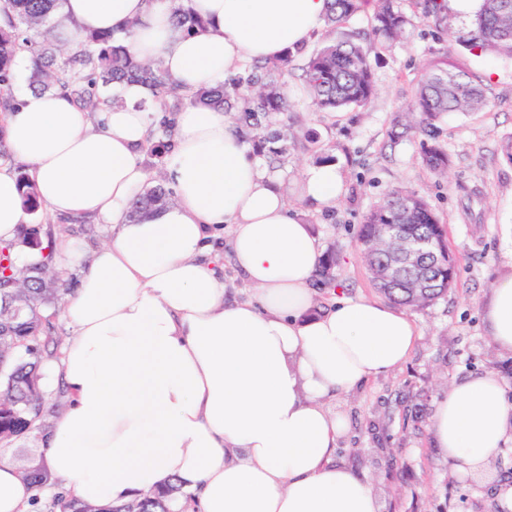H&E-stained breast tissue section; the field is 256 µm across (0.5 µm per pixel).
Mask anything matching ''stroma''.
Instances as JSON below:
<instances>
[{
  "instance_id": "stroma-1",
  "label": "stroma",
  "mask_w": 512,
  "mask_h": 512,
  "mask_svg": "<svg viewBox=\"0 0 512 512\" xmlns=\"http://www.w3.org/2000/svg\"><path fill=\"white\" fill-rule=\"evenodd\" d=\"M370 20V12L362 9L336 28H323L294 55L283 78L297 135L281 169L286 185L299 182L301 171L320 154L331 156L346 175L345 191L333 209L316 212L297 194L289 196L323 252L336 254L333 286L319 289V297L328 300L337 288L381 300L362 259L357 230L370 207L395 187L415 191L433 206L460 275L456 288L432 305L406 308L419 337L403 366L330 399V407L349 423L336 461L370 482L379 512H502L498 491L512 474V447L502 449L499 466L490 474L460 477L437 448L431 419L449 385L484 372L502 377L505 397L512 402V354L493 343L482 318V305L497 281L512 271V164L500 152L502 140L512 135V60L448 46L440 32L417 22L406 39L381 49L370 105L345 110L334 120L312 111L302 71L311 50L326 40L367 32ZM444 55L482 81L488 105L477 114L444 116L438 141L451 164L438 176L423 162L419 136L408 134L393 145L388 131L392 118L413 103L424 62ZM309 132L318 140L316 148L303 145ZM31 220L49 221L60 242L74 238L93 246L105 237L93 221L68 222L44 209Z\"/></svg>"
}]
</instances>
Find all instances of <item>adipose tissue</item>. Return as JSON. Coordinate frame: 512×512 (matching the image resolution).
I'll list each match as a JSON object with an SVG mask.
<instances>
[{"label":"adipose tissue","instance_id":"ef3b65f1","mask_svg":"<svg viewBox=\"0 0 512 512\" xmlns=\"http://www.w3.org/2000/svg\"><path fill=\"white\" fill-rule=\"evenodd\" d=\"M209 22L184 33L168 0H62L55 14L72 48L86 33L124 35L130 51L157 58L188 90L214 87L240 63L297 50L324 26L328 0H191ZM125 36V35H124ZM124 106L90 115L62 92L19 89L0 136L48 211L94 219L104 240L85 253L62 315L69 329L59 381L67 403L40 451L60 487L106 506L181 484L196 512H379L370 485L336 461L346 418L328 397L405 363L418 331L403 312L343 295L318 308L312 287L323 259L310 224L290 209L278 172L205 106L175 116L165 158L173 204L129 221L149 177V92L121 89ZM302 197L334 208L344 175L308 167ZM16 177L0 165V241L27 224ZM230 248L247 284L226 299L216 258ZM489 336L512 351V272L483 307ZM439 447L462 474L482 473L512 442V404L494 373L449 387L432 422ZM35 488L0 459V512H27Z\"/></svg>","mask_w":512,"mask_h":512}]
</instances>
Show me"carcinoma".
I'll return each instance as SVG.
<instances>
[{
  "label": "carcinoma",
  "instance_id": "1",
  "mask_svg": "<svg viewBox=\"0 0 512 512\" xmlns=\"http://www.w3.org/2000/svg\"><path fill=\"white\" fill-rule=\"evenodd\" d=\"M62 0H0V113L17 110L12 94L14 65L18 53L30 54L32 67L29 85L49 90L58 86L69 92L74 103L90 112L121 106L123 99L115 89L125 82H139L151 92L148 107L162 114L152 126L146 154L149 165L156 167L172 142L170 115L185 105L207 106L236 112V124L268 167H280L288 154V136L270 129L277 117L288 116L287 96L280 90L278 77L288 71L292 53L275 61H245L223 83L210 88L187 91L165 77L161 62L146 63L132 55L110 32H96L84 41L91 51L74 52L65 59L57 55L58 38L52 16ZM177 24L189 34L202 30L203 19L192 12L186 0H171ZM428 26L444 33L472 53L494 54L512 59V0H482L481 8L470 25L458 29L448 19L438 0L416 4ZM358 9V0H332L327 20L334 25ZM412 19L397 5V0H378L371 17V39L366 43L352 39L326 43L306 62L304 82L315 112H340L348 107H366L375 94L372 55L386 43H393L406 33ZM487 105L481 83L448 64L443 57L430 61L419 82L412 123L394 119L389 132L392 141L402 137L399 129L432 137L435 123L450 112H480ZM423 161L437 175L446 172L448 153L431 144ZM22 203L36 211L41 201L28 175L17 177ZM172 191L159 183L146 189L134 204L129 218L138 221L150 208L171 200ZM399 224L403 235L432 242L425 252L423 266L431 284L417 287L413 274L406 271L388 285L375 282L378 290L391 301L411 307H424L455 287L459 276L456 257L448 248L443 225L430 204L415 192L394 188L363 217L358 240L369 269L391 261L385 252L386 225ZM51 230L41 224L25 228L22 243L40 250L41 259L33 264H17L14 244L0 246V296L22 295L25 314L14 321H0V443L7 445L28 434L40 422L44 409L40 366L44 359L58 355L52 336L53 325L40 309L56 305L64 289L53 280H40L39 271L54 263ZM18 471L33 487L42 490L55 484L53 475L38 451L21 455ZM183 495L181 486L169 484L141 497L99 507L58 491L51 502L33 501L34 512H170L169 502Z\"/></svg>",
  "mask_w": 512,
  "mask_h": 512
}]
</instances>
